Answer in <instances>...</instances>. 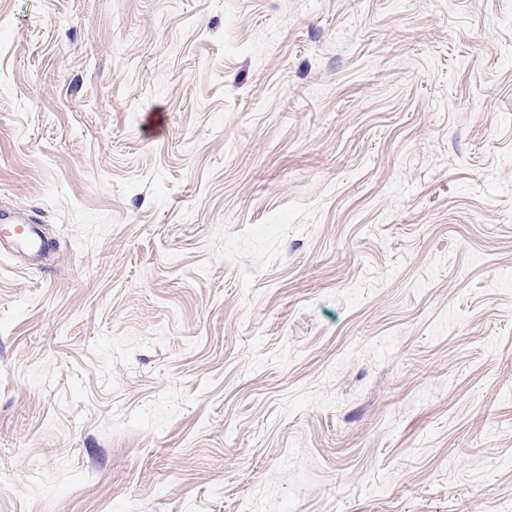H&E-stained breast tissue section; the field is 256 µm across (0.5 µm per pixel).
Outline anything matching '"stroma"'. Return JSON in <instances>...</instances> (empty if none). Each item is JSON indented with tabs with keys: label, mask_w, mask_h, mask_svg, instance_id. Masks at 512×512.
I'll use <instances>...</instances> for the list:
<instances>
[{
	"label": "stroma",
	"mask_w": 512,
	"mask_h": 512,
	"mask_svg": "<svg viewBox=\"0 0 512 512\" xmlns=\"http://www.w3.org/2000/svg\"><path fill=\"white\" fill-rule=\"evenodd\" d=\"M0 512H512V0H0ZM0 222L8 226L9 233L6 238L11 239L12 242V244L8 243L9 247L21 245L28 249L43 251L40 230L32 224V221L17 213L2 211Z\"/></svg>",
	"instance_id": "obj_1"
}]
</instances>
